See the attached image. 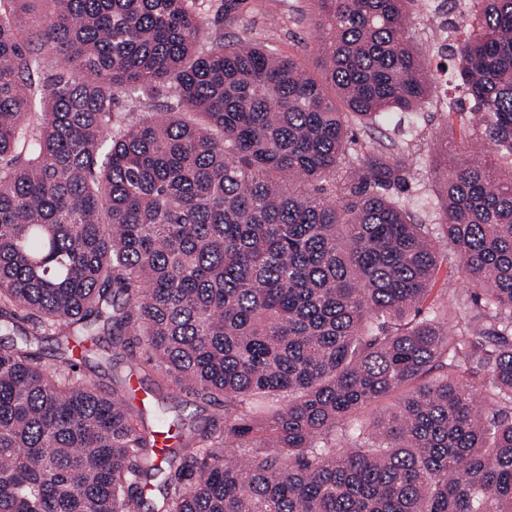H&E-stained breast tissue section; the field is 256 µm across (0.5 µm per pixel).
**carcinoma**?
I'll return each mask as SVG.
<instances>
[{
	"label": "carcinoma",
	"mask_w": 512,
	"mask_h": 512,
	"mask_svg": "<svg viewBox=\"0 0 512 512\" xmlns=\"http://www.w3.org/2000/svg\"><path fill=\"white\" fill-rule=\"evenodd\" d=\"M27 2L0 0V512H512V0H463L484 158L438 143L431 225L410 155L349 136L431 97L416 0H317L318 77L194 0H48L26 36ZM442 246L468 316L429 301ZM102 330L224 414L145 426L129 379L80 375Z\"/></svg>",
	"instance_id": "1"
}]
</instances>
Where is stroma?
Returning a JSON list of instances; mask_svg holds the SVG:
<instances>
[{
  "label": "stroma",
  "instance_id": "stroma-1",
  "mask_svg": "<svg viewBox=\"0 0 512 512\" xmlns=\"http://www.w3.org/2000/svg\"><path fill=\"white\" fill-rule=\"evenodd\" d=\"M196 7L205 17H221L225 42L244 37L253 39L271 53L293 58L311 74H319L314 0H275L271 5L266 0H248L247 7L231 18L224 15V0H196ZM429 67L435 74L436 89L422 112L412 115L394 113L377 128L368 131L356 126L352 134L354 140L370 143L389 153L405 150L414 155L417 163L404 198L409 208L430 224L435 220L438 201V187L432 177L436 136L448 116L449 101L463 100L464 95L461 90L451 89L449 84L455 72L452 55L433 54ZM81 372L103 388L110 386L113 373H120L127 376L140 396H155L159 403L185 414L208 418L220 412L216 406H196L171 383L163 381L151 364L130 359L121 351L116 353L109 366L99 364L97 357L88 358Z\"/></svg>",
  "mask_w": 512,
  "mask_h": 512
}]
</instances>
